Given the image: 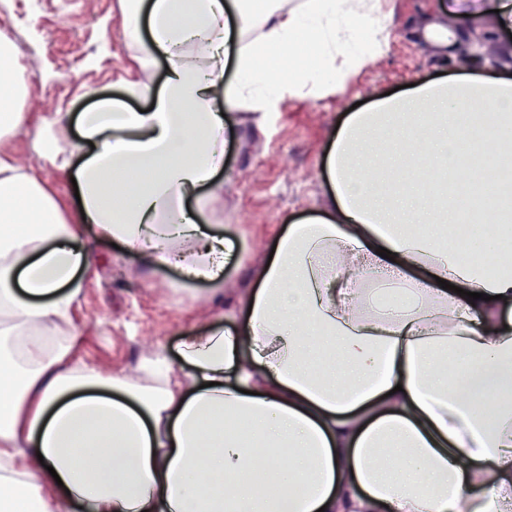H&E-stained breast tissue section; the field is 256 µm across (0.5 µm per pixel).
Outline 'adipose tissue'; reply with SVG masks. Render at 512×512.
<instances>
[{
	"label": "adipose tissue",
	"mask_w": 512,
	"mask_h": 512,
	"mask_svg": "<svg viewBox=\"0 0 512 512\" xmlns=\"http://www.w3.org/2000/svg\"><path fill=\"white\" fill-rule=\"evenodd\" d=\"M383 2L270 0L257 16L247 0L229 15L224 0H122L131 35L150 24L137 65L163 50L169 77L150 111L85 113L94 149L79 165L42 120L80 205L0 152V512H512V252L497 245L512 223V79L463 70L349 114L328 159L337 218L287 225L244 327L184 337L156 384L68 362L54 341L92 268L87 239L217 277L231 250L184 200L224 161V113L338 93L386 44ZM4 55L0 138L28 119L1 42ZM461 109L474 125L451 120ZM475 150L499 175L477 208L451 178ZM467 223L487 227L483 263L440 231Z\"/></svg>",
	"instance_id": "obj_1"
}]
</instances>
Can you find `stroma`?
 <instances>
[{"label": "stroma", "instance_id": "35a3bbf8", "mask_svg": "<svg viewBox=\"0 0 512 512\" xmlns=\"http://www.w3.org/2000/svg\"><path fill=\"white\" fill-rule=\"evenodd\" d=\"M484 2L486 13L460 18L449 13L448 0H391L383 52L338 94L318 101L290 99L274 112L228 113L219 175L224 188L202 204L203 223L233 245L223 274L214 281L189 280L175 268L145 264L110 241L86 240L93 269L83 279L70 325L61 329L75 339L74 356L135 379L146 357L177 359L183 336L227 328L228 313L252 290L286 224L334 215L328 153L353 104L465 68L512 79V31L501 30L496 46L466 63L457 43L433 37L437 30L496 26L497 0ZM4 30L26 66L24 109L31 115L5 147L26 171L72 198L73 186L59 179L36 143L38 120L57 117L70 141L79 142V116L99 100L149 108L151 97L129 86L161 88L167 61L158 54L147 71L133 66L135 46L123 29L118 0H0Z\"/></svg>", "mask_w": 512, "mask_h": 512}]
</instances>
